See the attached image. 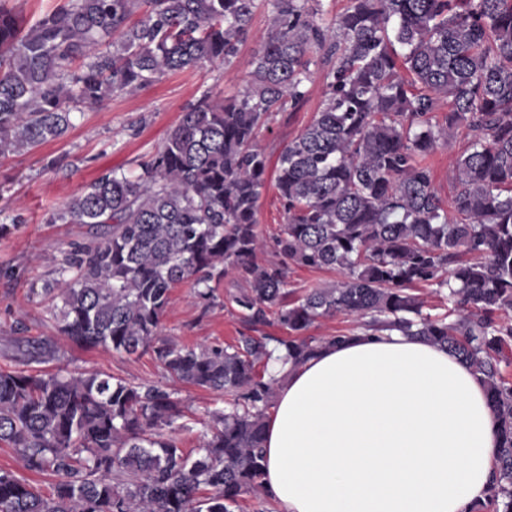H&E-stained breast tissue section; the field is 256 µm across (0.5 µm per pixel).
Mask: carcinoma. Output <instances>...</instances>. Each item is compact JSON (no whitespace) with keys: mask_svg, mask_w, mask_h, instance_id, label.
<instances>
[{"mask_svg":"<svg viewBox=\"0 0 512 512\" xmlns=\"http://www.w3.org/2000/svg\"><path fill=\"white\" fill-rule=\"evenodd\" d=\"M257 0H59L30 22L0 0V155L29 152L72 127V113L169 73L229 63ZM266 40L247 86L204 95L131 179L110 171L54 216L96 231L70 245L51 312L73 343L152 351L167 376L224 395L195 455L168 431L175 392L100 373L0 369V444L50 494L0 470V512H238L264 488L274 405L269 342L180 346L159 337L173 288L207 308L224 277L245 325L274 320L300 364L344 334L309 336L319 318L399 329L455 353L481 375L499 421L487 503L512 512V0H351L325 23L308 0H270ZM313 50L330 64L313 120L281 152L286 215L263 264L257 224L269 159L258 134L307 96ZM464 129L455 194L443 205L425 160ZM292 268L340 279L295 298ZM447 289L433 316L414 289Z\"/></svg>","mask_w":512,"mask_h":512,"instance_id":"1","label":"carcinoma"}]
</instances>
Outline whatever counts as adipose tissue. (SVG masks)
<instances>
[{"mask_svg": "<svg viewBox=\"0 0 512 512\" xmlns=\"http://www.w3.org/2000/svg\"><path fill=\"white\" fill-rule=\"evenodd\" d=\"M265 487L283 512H473L499 446L483 383L448 351L356 330L301 365L270 346Z\"/></svg>", "mask_w": 512, "mask_h": 512, "instance_id": "ef3b65f1", "label": "adipose tissue"}]
</instances>
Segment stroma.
Wrapping results in <instances>:
<instances>
[{"label": "stroma", "instance_id": "stroma-1", "mask_svg": "<svg viewBox=\"0 0 512 512\" xmlns=\"http://www.w3.org/2000/svg\"><path fill=\"white\" fill-rule=\"evenodd\" d=\"M271 19L268 0H258L249 33L233 63L216 61L166 75L136 93L74 113L72 128L60 139L28 153L0 157V225L9 215L18 213L24 219L11 233L0 235V368L98 372L133 384H167L164 370L151 353L87 350L61 336L50 318L53 301L31 294L30 289L53 280L56 260L71 243L87 239L92 232L86 224L52 222L60 205L105 172L136 174L139 161L163 143L181 112L203 92L213 89L231 97L242 91L249 63L262 47ZM311 59L306 100L297 108L273 113L260 135L259 143L270 162H277L320 109L326 67L320 54H312ZM466 144L464 134H455L429 160L442 201L454 194V160ZM235 290L232 277H225L216 306L206 310L194 298L190 285L177 286L163 319L164 336L195 347L236 342L246 326L230 299ZM33 342L47 349L37 361L27 354ZM179 396L185 416L175 436L190 451L197 448L210 412L223 407L224 399L188 385L180 386Z\"/></svg>", "mask_w": 512, "mask_h": 512}]
</instances>
